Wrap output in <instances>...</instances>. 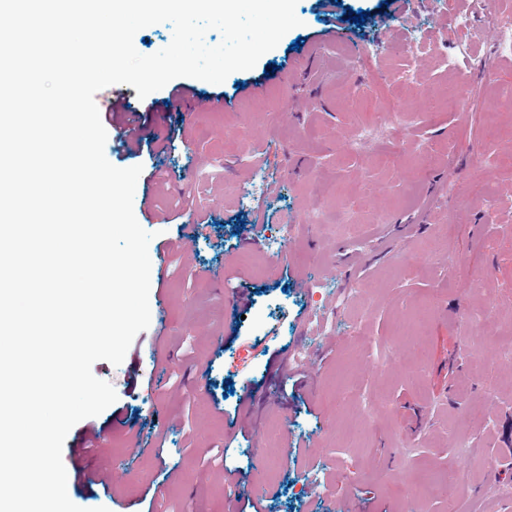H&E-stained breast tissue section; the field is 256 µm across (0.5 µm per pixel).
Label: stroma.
Instances as JSON below:
<instances>
[{
    "mask_svg": "<svg viewBox=\"0 0 512 512\" xmlns=\"http://www.w3.org/2000/svg\"><path fill=\"white\" fill-rule=\"evenodd\" d=\"M296 14L253 69L138 99L142 140L166 153L106 141L110 163L142 165L138 199L164 181L185 200L168 224L135 204L150 252L195 214L211 222L184 251L193 279L150 277L163 319L120 365L93 364L118 399L67 435L70 499L89 512H512V366L497 356L512 344V237L496 230L512 225V56H496L474 0H298ZM407 33L426 53L401 51ZM465 41L489 64L462 68L472 94L452 111L439 61ZM365 52L384 82L353 66ZM362 89L409 118L353 152L355 126L380 118ZM218 97L223 110L200 108ZM477 304L490 313L475 333ZM91 427L108 445L79 452ZM236 468L245 483L226 479ZM451 468L453 499L433 491Z\"/></svg>",
    "mask_w": 512,
    "mask_h": 512,
    "instance_id": "stroma-1",
    "label": "stroma"
}]
</instances>
